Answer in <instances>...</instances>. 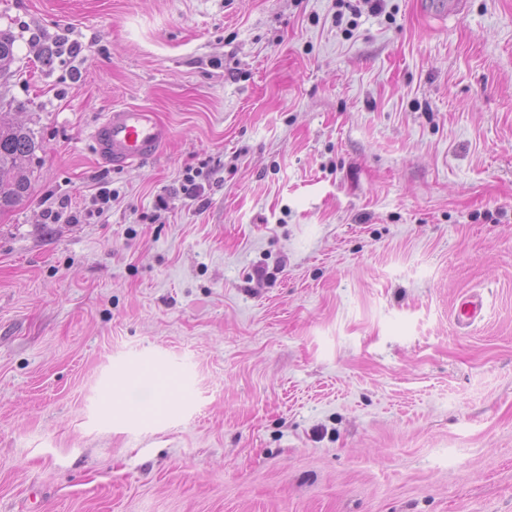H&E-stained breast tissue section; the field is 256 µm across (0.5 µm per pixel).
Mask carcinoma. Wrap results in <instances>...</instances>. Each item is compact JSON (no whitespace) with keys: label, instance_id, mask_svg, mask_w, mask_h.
<instances>
[{"label":"carcinoma","instance_id":"1","mask_svg":"<svg viewBox=\"0 0 512 512\" xmlns=\"http://www.w3.org/2000/svg\"><path fill=\"white\" fill-rule=\"evenodd\" d=\"M15 60V36L0 30V74ZM40 149L32 130L14 121L12 113L0 112V212L20 205L30 195L31 180L16 174L23 160H31Z\"/></svg>","mask_w":512,"mask_h":512}]
</instances>
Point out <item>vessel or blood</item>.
Returning a JSON list of instances; mask_svg holds the SVG:
<instances>
[{
    "label": "vessel or blood",
    "mask_w": 512,
    "mask_h": 512,
    "mask_svg": "<svg viewBox=\"0 0 512 512\" xmlns=\"http://www.w3.org/2000/svg\"><path fill=\"white\" fill-rule=\"evenodd\" d=\"M174 137L172 128L155 112L144 108H121L103 114L90 138L96 155L115 167L138 165L155 156ZM484 309L479 294L462 297L455 310L459 325H471Z\"/></svg>",
    "instance_id": "b4317fda"
}]
</instances>
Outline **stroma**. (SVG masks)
Instances as JSON below:
<instances>
[{
    "label": "stroma",
    "instance_id": "stroma-1",
    "mask_svg": "<svg viewBox=\"0 0 512 512\" xmlns=\"http://www.w3.org/2000/svg\"><path fill=\"white\" fill-rule=\"evenodd\" d=\"M436 2L0 0V512H512V0ZM173 137L172 128L144 108L106 112L90 133L96 155L113 167L138 165L155 156ZM40 148L32 130L14 121L11 112H0V212L20 205L30 195L31 180L15 174L23 160ZM483 309L484 304L479 294L462 297L455 310L456 321L462 326L471 325L482 315Z\"/></svg>",
    "mask_w": 512,
    "mask_h": 512
}]
</instances>
